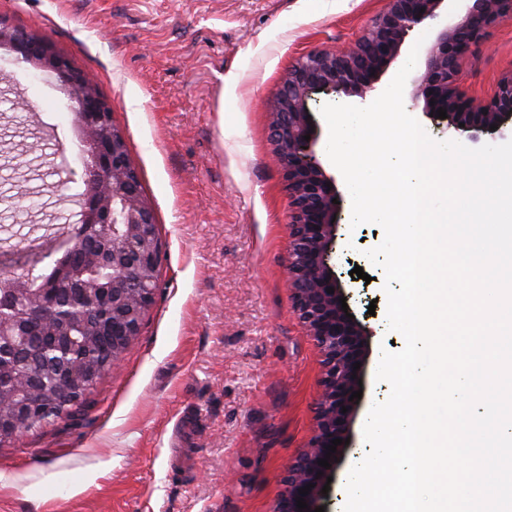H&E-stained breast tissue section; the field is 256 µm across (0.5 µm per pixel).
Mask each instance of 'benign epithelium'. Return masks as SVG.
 Here are the masks:
<instances>
[{
	"instance_id": "1",
	"label": "benign epithelium",
	"mask_w": 512,
	"mask_h": 512,
	"mask_svg": "<svg viewBox=\"0 0 512 512\" xmlns=\"http://www.w3.org/2000/svg\"><path fill=\"white\" fill-rule=\"evenodd\" d=\"M445 0H388L387 8L376 15L370 26L349 50L341 53L313 49L299 56L283 81L276 101L269 110V134L274 159L280 166L291 198L290 242L288 248L289 286L299 318L314 337L324 356V377L317 400L316 428L307 447L288 462L283 478L284 491L273 512H314L321 506L322 488L327 477L340 465L347 445L336 447L326 469L318 465L334 439L350 437L351 424L358 409L353 392L364 380L368 344L372 332L358 318L343 311L340 298L344 287L329 260L336 243L341 198L335 179L328 176L317 158L318 127L308 101L314 93L354 94L361 99L376 90L385 69L400 55L409 33L417 26L440 16ZM458 20L442 27L426 54L425 69L414 80L412 95L423 100L424 113L435 124L458 140L476 143L480 136L506 138L512 125V74L498 82L492 98L477 102L460 91L456 83L459 58L478 44L486 31L500 19L512 15V0H464ZM11 50L30 63L37 72L56 74L66 84L82 76L63 53L45 39L29 42L26 32L8 37ZM75 123L85 131L106 123L112 106L97 93L69 100ZM445 109L447 118H438ZM497 130H490L491 125ZM310 139H304V136ZM85 182L97 191L79 199L83 217L105 209L102 226L112 230V313H107L95 297H77L67 312L49 302L28 311L42 323L64 314L79 320L96 321V329L112 336V365H117L139 335L144 311L151 304L155 289L142 288L130 296L127 276L136 269H158V252L132 251L128 239L136 232H154V215L149 206L126 193L124 184L137 181L123 133L112 128L108 138H87ZM334 293H327L328 288ZM12 306L0 305V335L20 334L24 323L10 319ZM361 363L353 370V364ZM33 384L26 386V398L15 404L20 417L46 422L47 410L33 402ZM347 412H342V408ZM312 485L309 493L300 491ZM304 497L308 507L297 508Z\"/></svg>"
}]
</instances>
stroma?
<instances>
[{
  "instance_id": "1",
  "label": "stroma",
  "mask_w": 512,
  "mask_h": 512,
  "mask_svg": "<svg viewBox=\"0 0 512 512\" xmlns=\"http://www.w3.org/2000/svg\"><path fill=\"white\" fill-rule=\"evenodd\" d=\"M387 0H0V21L50 39L97 82L126 138L162 244L134 343L84 416L0 446V512H271L310 441L322 354L288 286L291 200L267 111L295 60L351 48ZM512 74V16L460 60L487 101ZM52 76L0 54V252L47 264L75 223L82 164ZM343 200L331 264L372 330L361 408L325 512H343L389 330L383 229ZM362 267L363 276L353 274Z\"/></svg>"
}]
</instances>
